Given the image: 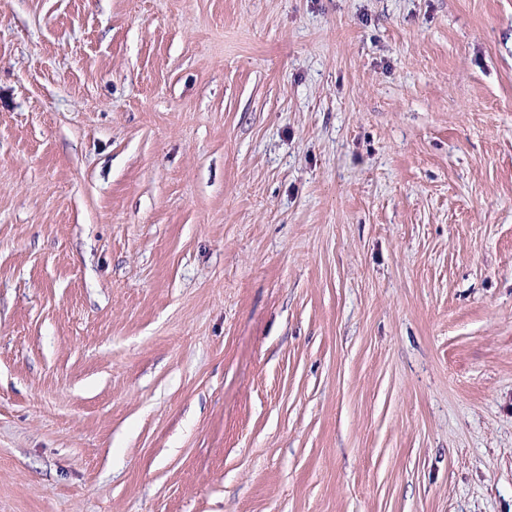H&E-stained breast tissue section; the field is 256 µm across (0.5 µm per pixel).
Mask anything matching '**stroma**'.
Instances as JSON below:
<instances>
[{
  "label": "stroma",
  "mask_w": 512,
  "mask_h": 512,
  "mask_svg": "<svg viewBox=\"0 0 512 512\" xmlns=\"http://www.w3.org/2000/svg\"><path fill=\"white\" fill-rule=\"evenodd\" d=\"M0 512H512V0H0Z\"/></svg>",
  "instance_id": "1"
}]
</instances>
